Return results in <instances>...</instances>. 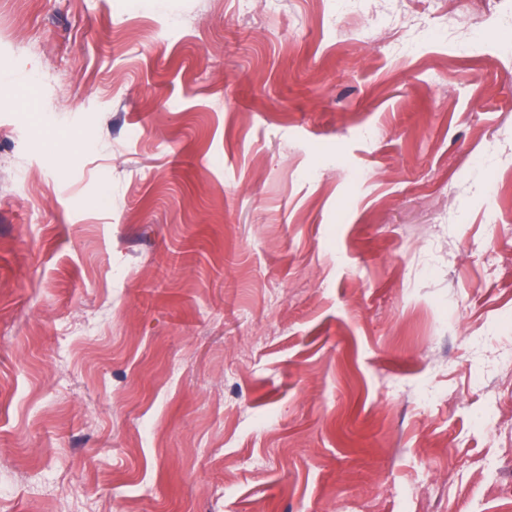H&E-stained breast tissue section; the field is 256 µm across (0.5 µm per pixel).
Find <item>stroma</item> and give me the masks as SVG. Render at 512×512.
Returning a JSON list of instances; mask_svg holds the SVG:
<instances>
[{
	"instance_id": "obj_1",
	"label": "stroma",
	"mask_w": 512,
	"mask_h": 512,
	"mask_svg": "<svg viewBox=\"0 0 512 512\" xmlns=\"http://www.w3.org/2000/svg\"><path fill=\"white\" fill-rule=\"evenodd\" d=\"M509 31L0 0V512H512Z\"/></svg>"
}]
</instances>
